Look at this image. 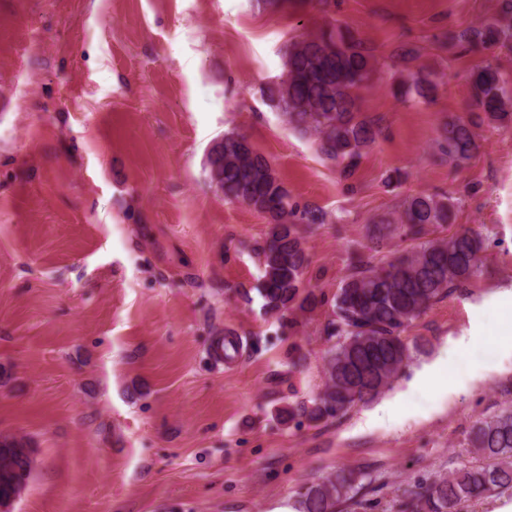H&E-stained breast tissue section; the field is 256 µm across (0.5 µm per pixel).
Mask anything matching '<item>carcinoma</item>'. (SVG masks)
Masks as SVG:
<instances>
[{
  "label": "carcinoma",
  "instance_id": "carcinoma-1",
  "mask_svg": "<svg viewBox=\"0 0 512 512\" xmlns=\"http://www.w3.org/2000/svg\"><path fill=\"white\" fill-rule=\"evenodd\" d=\"M448 50L465 54L512 44V0L479 24L448 30ZM375 57L347 24H332L316 33L289 39L284 72L270 88V98L293 129L315 137L318 151L347 175L383 135L379 123L364 115L359 92L369 86ZM401 83L400 96L411 104L427 100L437 89L435 73L420 66ZM470 116L450 119L439 148L460 165L481 148L476 129L484 122L512 123V78L487 57L470 72ZM218 197L246 205L270 225L254 248L263 277L258 292L263 307L280 318L293 317L324 303L306 286L309 257L301 224H323L318 207H299L278 178L268 157L248 137L228 132L217 140L204 165ZM460 200L445 194L418 193L404 199L398 216L373 225L371 240L382 246L392 240L414 246L372 263L359 255L329 301L324 331L329 347L323 358V387L303 407L313 423L344 416L389 390L419 350L404 333L431 306L467 287L482 266V236L455 223ZM468 445L486 463L463 464L432 483L418 481L404 489L400 512H461L464 504L512 490V406L475 420ZM29 447L24 436L0 435V501L15 494L16 477L31 461L16 452ZM363 474L342 468L301 486L296 512H338L362 488Z\"/></svg>",
  "mask_w": 512,
  "mask_h": 512
}]
</instances>
